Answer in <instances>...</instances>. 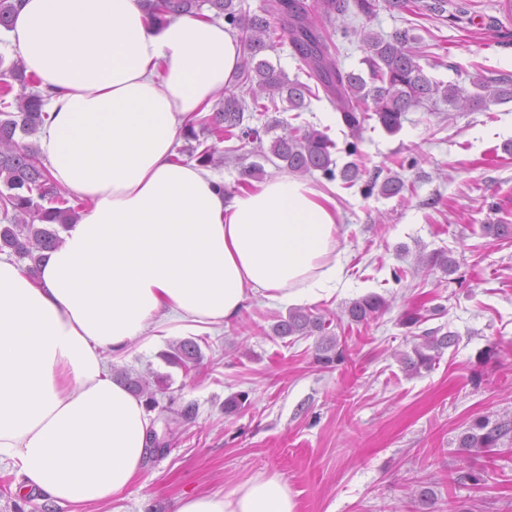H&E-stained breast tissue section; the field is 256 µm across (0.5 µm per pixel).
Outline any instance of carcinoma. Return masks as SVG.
<instances>
[{"label": "carcinoma", "instance_id": "1", "mask_svg": "<svg viewBox=\"0 0 512 512\" xmlns=\"http://www.w3.org/2000/svg\"><path fill=\"white\" fill-rule=\"evenodd\" d=\"M286 0H266L263 14L247 15L235 9L234 0H144L151 20L162 24L171 16L200 15L203 9L222 16L240 33L242 57L237 79L245 89L231 93L213 112L192 117L183 130L191 142L189 155L209 164L217 144L232 140L253 144L251 155L259 161L244 167L241 175L251 178L264 171L263 163L276 160L288 171L306 175L315 171L332 181L336 177L353 183L361 177L358 165L351 161L342 168L332 158L337 144L329 135L313 127H293L288 134L274 138L264 148L257 128L247 124L252 113L261 115L279 111L278 102H287L288 109L299 111L306 100L318 92L304 82L290 80L264 58L283 37H288L295 54L308 69L309 78L321 86L330 103L341 115L351 141L346 143L349 156L358 154V142L364 125L375 119L390 133L401 128L402 118L412 108H426L441 99L458 109H487L491 104L512 101V80L490 81L482 76L472 80L476 92L465 94L456 85L442 86L432 81L417 60L414 44L417 37L409 31H396L383 36L368 32L362 44L368 74L344 72L336 65V45L332 36L322 32L323 23L335 15H344L350 8L371 18L378 8L377 0H316L314 14L294 0L285 9ZM372 102L373 112L364 105ZM43 94L38 81L28 75L18 58L5 64L0 57V211L7 224L0 225V252L35 264L42 252L55 248L60 242L59 229L72 223L76 207L70 205L71 193L56 186L38 148L26 138L38 131L42 123ZM368 191L379 189L384 196L403 192L405 183L394 175L382 182L371 180ZM387 307L379 295L370 294L350 303L346 312L350 320L365 322L378 317ZM331 322L306 308H292L287 316L273 325V333L288 336H321L319 361L328 366L343 358V350L330 330ZM455 344V335L425 331L414 344L412 354L403 358L407 371L418 373L432 368L442 351ZM168 363L185 374L196 372L200 364V347L192 340L181 342ZM135 392L146 396L150 409L159 406L155 394L141 379L127 378ZM512 432L509 422L493 423L487 418L476 420L459 439V447L471 454L492 452L502 439ZM414 501L422 506L435 504V492L427 482H418Z\"/></svg>", "mask_w": 512, "mask_h": 512}]
</instances>
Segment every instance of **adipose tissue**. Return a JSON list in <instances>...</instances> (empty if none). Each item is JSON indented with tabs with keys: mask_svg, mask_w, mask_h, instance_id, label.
Here are the masks:
<instances>
[{
	"mask_svg": "<svg viewBox=\"0 0 512 512\" xmlns=\"http://www.w3.org/2000/svg\"><path fill=\"white\" fill-rule=\"evenodd\" d=\"M10 49L48 97L40 154L88 201L35 273L0 254V463L15 492L103 503L144 471L156 432L113 356L173 329L211 330L249 301L298 306L351 283L341 211L310 181L276 175L227 194L177 160L187 117L237 73L223 22L156 25L142 0H21ZM175 512H295L287 485L256 476L181 498Z\"/></svg>",
	"mask_w": 512,
	"mask_h": 512,
	"instance_id": "ef3b65f1",
	"label": "adipose tissue"
}]
</instances>
